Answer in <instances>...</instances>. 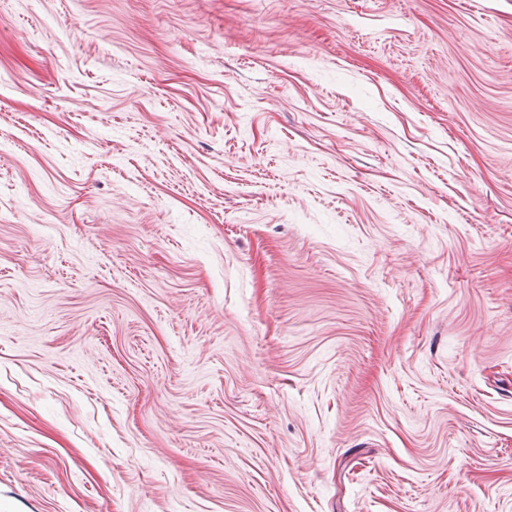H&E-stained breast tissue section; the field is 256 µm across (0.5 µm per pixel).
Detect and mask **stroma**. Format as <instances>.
Wrapping results in <instances>:
<instances>
[{
	"mask_svg": "<svg viewBox=\"0 0 512 512\" xmlns=\"http://www.w3.org/2000/svg\"><path fill=\"white\" fill-rule=\"evenodd\" d=\"M0 512H512V0H0Z\"/></svg>",
	"mask_w": 512,
	"mask_h": 512,
	"instance_id": "obj_1",
	"label": "stroma"
}]
</instances>
